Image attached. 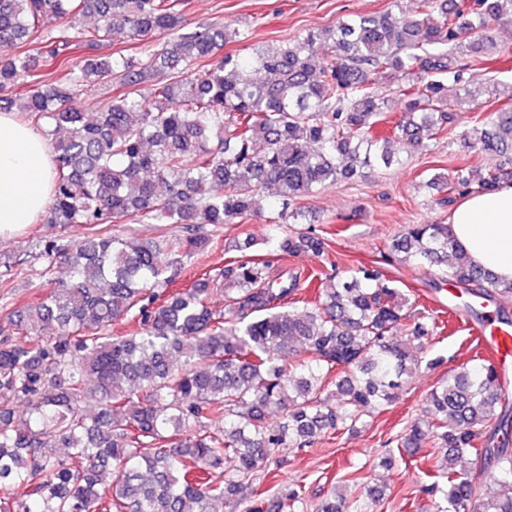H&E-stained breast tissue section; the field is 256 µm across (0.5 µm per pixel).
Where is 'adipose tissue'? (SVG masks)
I'll use <instances>...</instances> for the list:
<instances>
[{
  "label": "adipose tissue",
  "instance_id": "obj_1",
  "mask_svg": "<svg viewBox=\"0 0 512 512\" xmlns=\"http://www.w3.org/2000/svg\"><path fill=\"white\" fill-rule=\"evenodd\" d=\"M51 160L44 141L14 113H0V235L38 221L50 197ZM448 228L472 264L512 281V182L465 196Z\"/></svg>",
  "mask_w": 512,
  "mask_h": 512
}]
</instances>
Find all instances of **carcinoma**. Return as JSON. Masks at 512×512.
<instances>
[{
	"label": "carcinoma",
	"instance_id": "obj_1",
	"mask_svg": "<svg viewBox=\"0 0 512 512\" xmlns=\"http://www.w3.org/2000/svg\"><path fill=\"white\" fill-rule=\"evenodd\" d=\"M421 2L412 18L354 14L218 57L243 33L189 26L185 0H0V112H19L50 138L44 223L81 228L74 240L46 242L45 292L0 325V512H214L224 501L304 512L297 484L265 504L260 468L277 449H310L393 401L422 363L394 339L409 298L363 266L334 274L321 303L292 310L300 278L252 259L248 236L234 245L237 260L173 291L180 257L214 239L131 241L112 225L236 224L260 210L269 188L282 201L273 224H296L301 201L319 188L398 164L402 141L431 150L467 92L464 59L495 49L493 31L512 21V0ZM85 18L97 25L82 33L79 63L54 83L39 81L36 63L66 59L72 41L48 32L35 54L23 47L53 20L71 28ZM114 30L139 42V54L101 53ZM397 77L402 119L379 133L391 105L377 84ZM112 86L121 92L95 118L74 105ZM462 141L481 155H512V86L507 107L473 116ZM502 179L499 168L462 167L424 187L448 193L449 204ZM271 243L279 256L329 255L312 231L276 233ZM390 252L445 265L472 298L512 297V282L473 265L446 224H409ZM59 263L65 280L55 277ZM212 282L224 284L222 308L211 301ZM414 316L407 337L422 350L443 321L426 307ZM124 318L138 327L114 330ZM49 325L55 333L42 335ZM503 385L488 359L462 367L430 390L426 427L385 442L443 452L445 464L422 471L418 489L437 512H512V419L496 412ZM19 403L28 415L17 414ZM272 414L284 422L269 426ZM486 477L497 485L491 494ZM373 502L372 490L352 501L333 491L314 512H367Z\"/></svg>",
	"mask_w": 512,
	"mask_h": 512
}]
</instances>
